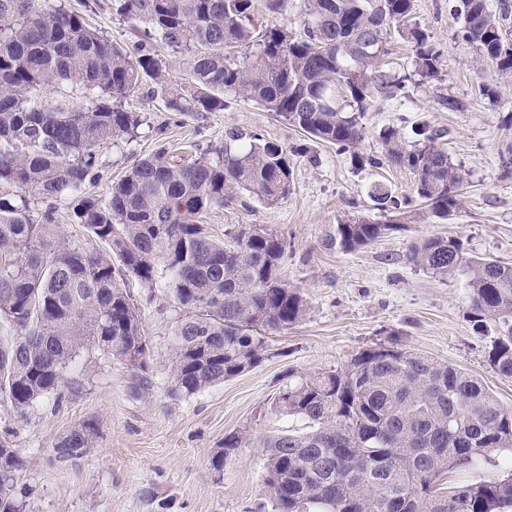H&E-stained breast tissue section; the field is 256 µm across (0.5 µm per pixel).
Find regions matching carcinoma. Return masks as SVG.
I'll return each instance as SVG.
<instances>
[{
	"label": "carcinoma",
	"instance_id": "cac0c4a2",
	"mask_svg": "<svg viewBox=\"0 0 512 512\" xmlns=\"http://www.w3.org/2000/svg\"><path fill=\"white\" fill-rule=\"evenodd\" d=\"M259 0H112V10L143 27V37L187 57L191 80L169 88L158 55L128 52L82 15L53 0H0V402L25 413L67 385L81 349L144 368L149 340L142 300L128 286L151 288L158 263L184 309L174 332L173 390L192 395L256 366L264 333L302 320L300 293L280 261L286 243L256 224L219 241L200 224L204 211L245 193L273 206L291 189L287 150L258 134H232L215 157L184 162L161 150L133 162L103 195L85 191L100 178L103 150L137 137L141 117L123 101L143 81L169 93L174 112H214L227 98L250 100L308 137L336 146L358 169L384 164L414 175L403 201L382 185L371 198L384 220L349 217L326 243L342 252L365 247L420 218L447 221L463 205L466 172L425 124L380 129L382 152H360L363 119L377 97L394 98L415 78L438 76L440 53L427 30L411 23L414 0H305L302 31L286 22L257 28ZM457 36L490 63L482 95L500 99L512 79V4L455 0ZM396 34L411 45L412 69H382ZM87 106H69L66 89ZM72 201L76 223L107 244L87 252L65 241L51 205ZM44 204L38 211L36 205ZM407 261L435 279L460 276L470 322L499 336L490 367L512 379V265L478 258L454 235L423 238ZM276 405L309 424L303 433L264 443V483L271 512H512V477L451 488V470L512 451V408L465 372L399 346L356 353L341 368L281 391ZM249 440L224 436L213 470ZM93 432L76 427L52 444L60 463L85 457ZM24 461L0 442V512H25L18 485Z\"/></svg>",
	"mask_w": 512,
	"mask_h": 512
}]
</instances>
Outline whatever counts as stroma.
<instances>
[{
    "mask_svg": "<svg viewBox=\"0 0 512 512\" xmlns=\"http://www.w3.org/2000/svg\"><path fill=\"white\" fill-rule=\"evenodd\" d=\"M94 28L124 48L137 37L112 11V0H64ZM413 20L426 28L440 51L436 79L407 83L393 99L376 98L363 122L364 153L377 155L378 130L425 121L445 130L452 162L468 175L464 206L448 222L428 219L379 238L354 252L325 246L329 228L349 216L381 214L369 193L385 186L393 196L412 195L405 169H354L335 146L309 140L302 131L250 101L236 99L217 112H175L151 82L124 106L140 113L137 138L105 149V168L87 184L94 195L135 160L166 150L173 156L205 157L233 133H258L287 148L293 166L290 194L274 206L242 194L202 217L206 231L223 238L240 224H260L286 243L280 261L299 290L304 318L275 332L261 362L240 375L186 396L172 391L174 330L182 312L166 279L140 289L142 324L151 345L145 372L81 350L68 369L62 395L47 394L24 416L0 403V440L24 459L20 486L29 491L26 512H270L263 484L266 436L300 430L301 417L275 400L288 382L343 367L358 351L398 344L453 365L477 378L512 408V379L487 362L490 334L469 318L462 281L429 277L406 260L410 243L431 235H458L473 254L512 264V84L498 102L479 92L477 53L455 37L448 0H414ZM461 109L439 107L440 96ZM94 428L90 453L67 463L53 458L52 443L75 427ZM245 433L239 449L215 473L210 462L225 435ZM512 474V453L492 455L474 467L448 472L444 486Z\"/></svg>",
    "mask_w": 512,
    "mask_h": 512,
    "instance_id": "stroma-1",
    "label": "stroma"
}]
</instances>
